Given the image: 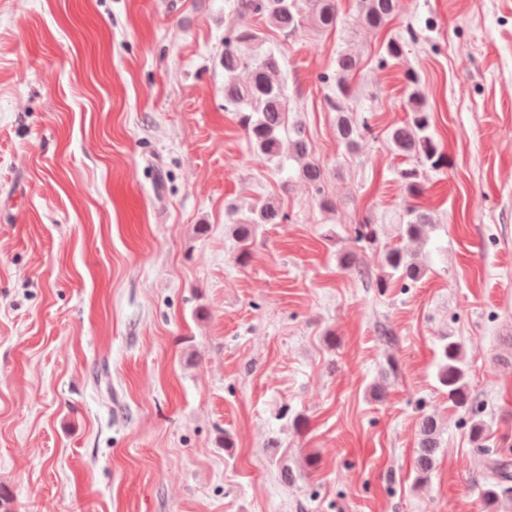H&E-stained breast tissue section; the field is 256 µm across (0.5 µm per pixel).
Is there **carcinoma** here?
Returning <instances> with one entry per match:
<instances>
[{"label": "carcinoma", "instance_id": "obj_1", "mask_svg": "<svg viewBox=\"0 0 512 512\" xmlns=\"http://www.w3.org/2000/svg\"><path fill=\"white\" fill-rule=\"evenodd\" d=\"M308 12H303L299 0H236L235 9L240 13L262 15L268 28L291 36L303 20L327 32L343 28L346 19L340 12L338 0H307ZM397 0H358L361 24L374 31L383 28L392 18ZM265 33L249 26H238L224 36V110L238 119L253 153L266 165L279 171L282 156L288 155L299 164V176L320 193V206L334 209L331 200L323 195L327 178L325 167L313 159L303 128L289 123L288 99L284 88L275 76L280 62L275 51L266 46ZM405 44L390 38L382 44L379 66L386 67L404 54ZM246 68L248 81L237 82L236 73ZM358 70V61L342 51L336 58V76H320V82L331 84L333 94L326 96L330 111L336 113V137L348 150L357 146L363 134L372 131L368 119L357 122L349 112L346 100L350 94V79ZM425 94L413 73L407 74L408 119L395 126L390 134L393 152L408 160V166L397 171V180L410 199H416L425 189V172L447 165L446 156L439 142L429 133L430 113L424 108ZM250 215L235 225L233 234L238 245L237 260L244 264L249 256V246L262 224H281L288 215L272 199L260 200L249 208ZM407 222L400 225L401 243L389 247L385 253L387 272L378 278L376 287L385 290L394 282L407 285L424 275L425 268L416 254L402 245L420 239L432 217L415 205L406 209ZM357 243H374L376 225L361 222L351 228ZM437 380L446 389L448 401L466 410L469 402V367L461 356L460 344L445 336L442 339ZM488 428L482 420H475L469 428V438L478 448L484 447ZM440 448L439 430L434 416L421 417L417 442L416 470L418 479L426 478L432 470ZM484 484L482 495L487 509L492 510L503 497H512V460L507 457L484 456Z\"/></svg>", "mask_w": 512, "mask_h": 512}]
</instances>
